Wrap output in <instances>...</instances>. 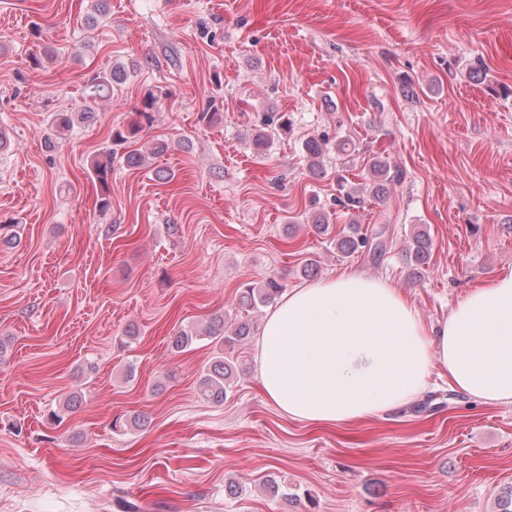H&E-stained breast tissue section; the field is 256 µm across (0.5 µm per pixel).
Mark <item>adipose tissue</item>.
Wrapping results in <instances>:
<instances>
[{"mask_svg":"<svg viewBox=\"0 0 512 512\" xmlns=\"http://www.w3.org/2000/svg\"><path fill=\"white\" fill-rule=\"evenodd\" d=\"M257 379L288 418L347 424L397 408L433 369L486 405L512 404V270L427 327L390 282L356 273L295 288L268 314Z\"/></svg>","mask_w":512,"mask_h":512,"instance_id":"adipose-tissue-1","label":"adipose tissue"}]
</instances>
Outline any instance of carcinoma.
Returning a JSON list of instances; mask_svg holds the SVG:
<instances>
[{
    "label": "carcinoma",
    "instance_id": "obj_1",
    "mask_svg": "<svg viewBox=\"0 0 512 512\" xmlns=\"http://www.w3.org/2000/svg\"><path fill=\"white\" fill-rule=\"evenodd\" d=\"M131 71L122 64H115L107 70L97 71L91 74L85 84L84 93L91 100L103 99L112 96L114 88L129 79ZM170 92L158 87L149 89L142 100L143 109L138 112L139 120L131 123L126 128H116L110 135V146L102 151L92 166L91 178L95 179L100 186V196L97 203L99 209L107 211L111 207L109 199V180L112 178V160L114 150L112 146L121 145L134 137L142 128L143 123H152L154 110L162 100L168 98ZM94 116L92 112H55L51 118L50 133L44 139L45 148L52 150L59 139L63 138L64 132H68L76 125L90 121ZM275 123L272 115L265 117L261 127L254 129L252 143L255 148L261 150L273 143V135L267 133V127ZM304 152L309 160L311 170L322 168L321 159L328 152L325 139L311 138L303 144ZM170 149V144L164 140L152 143L149 151L129 152L123 157V161L129 167L144 165L150 157L161 155ZM399 173L391 171L388 160L381 155H374L369 159L366 173V182L350 186L340 183V196L336 197V204L354 210L364 204L365 197L376 201L386 199L391 183L397 181ZM308 222L318 234L329 233V220L326 212L321 208L313 209L308 216ZM368 244L367 235L361 232L357 224L348 226V230L336 235V250L338 253L351 256L363 251ZM431 249L429 236L418 231L413 234L411 242L405 252L406 263L414 270L415 276H420L421 266L426 264ZM283 285L279 279L269 277L259 286L251 283L243 284L238 291L237 306L245 311H253L259 307L272 304L281 295ZM253 326L242 321L233 329L226 328L224 316L213 318L202 331H181L171 338L173 348L180 350L188 347L193 342L207 338L214 343L218 351V357L207 369L200 374L197 383L198 396L204 401L212 404H222L231 391L236 374L234 364L226 357L224 352L232 349L235 345L248 339L252 335Z\"/></svg>",
    "mask_w": 512,
    "mask_h": 512
}]
</instances>
